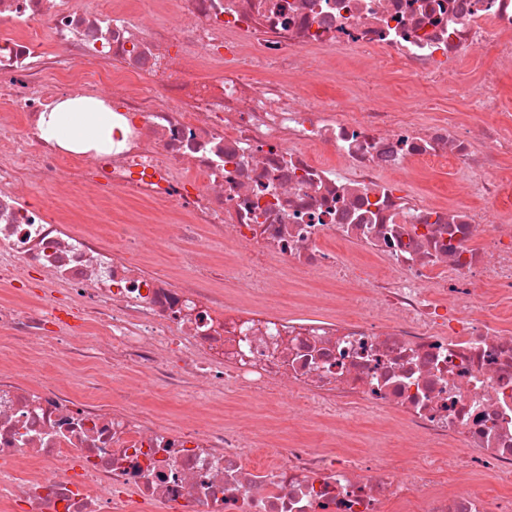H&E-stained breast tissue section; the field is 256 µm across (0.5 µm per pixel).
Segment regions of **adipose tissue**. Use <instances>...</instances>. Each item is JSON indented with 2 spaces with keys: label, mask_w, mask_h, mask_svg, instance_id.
<instances>
[{
  "label": "adipose tissue",
  "mask_w": 512,
  "mask_h": 512,
  "mask_svg": "<svg viewBox=\"0 0 512 512\" xmlns=\"http://www.w3.org/2000/svg\"><path fill=\"white\" fill-rule=\"evenodd\" d=\"M46 139L75 152L112 149V110L87 96L59 102L41 119Z\"/></svg>",
  "instance_id": "adipose-tissue-1"
}]
</instances>
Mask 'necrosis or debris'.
I'll return each instance as SVG.
<instances>
[{
	"label": "necrosis or debris",
	"instance_id": "obj_1",
	"mask_svg": "<svg viewBox=\"0 0 512 512\" xmlns=\"http://www.w3.org/2000/svg\"><path fill=\"white\" fill-rule=\"evenodd\" d=\"M505 70L512 0H0V512H512ZM73 95L111 107V154L43 137ZM174 246L192 276L149 269ZM229 396L407 446L228 428Z\"/></svg>",
	"mask_w": 512,
	"mask_h": 512
}]
</instances>
